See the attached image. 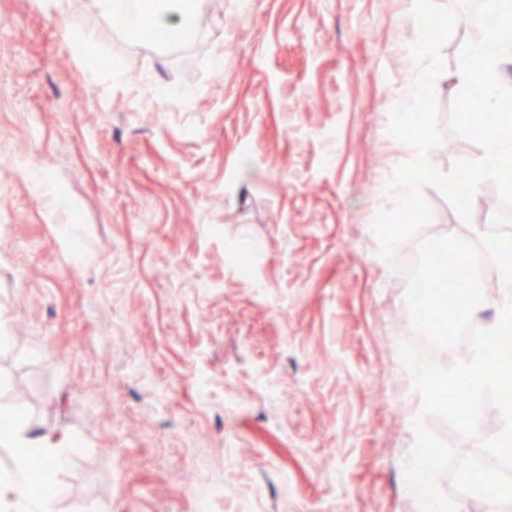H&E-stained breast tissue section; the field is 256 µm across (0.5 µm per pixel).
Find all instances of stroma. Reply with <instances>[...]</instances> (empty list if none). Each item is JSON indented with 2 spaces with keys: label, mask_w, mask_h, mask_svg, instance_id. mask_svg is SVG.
<instances>
[{
  "label": "stroma",
  "mask_w": 512,
  "mask_h": 512,
  "mask_svg": "<svg viewBox=\"0 0 512 512\" xmlns=\"http://www.w3.org/2000/svg\"><path fill=\"white\" fill-rule=\"evenodd\" d=\"M221 3L155 44L102 0H0V386L70 441L55 512H423L415 421L490 433L423 417L391 268L473 224L427 186L391 259L371 231L417 158L388 133L414 2Z\"/></svg>",
  "instance_id": "obj_1"
}]
</instances>
